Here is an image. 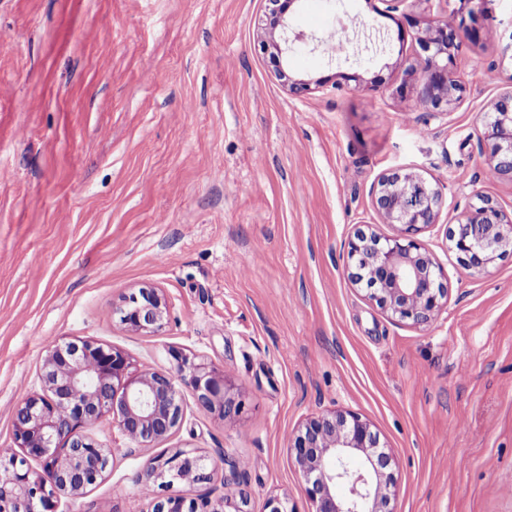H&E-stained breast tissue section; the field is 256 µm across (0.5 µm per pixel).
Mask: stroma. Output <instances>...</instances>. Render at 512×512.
Segmentation results:
<instances>
[{
    "instance_id": "stroma-1",
    "label": "stroma",
    "mask_w": 512,
    "mask_h": 512,
    "mask_svg": "<svg viewBox=\"0 0 512 512\" xmlns=\"http://www.w3.org/2000/svg\"><path fill=\"white\" fill-rule=\"evenodd\" d=\"M265 0H0V452L16 404L41 388L48 348L90 338L135 369L178 349L241 390L235 418L200 409L141 447L103 421L104 478L58 512H152L144 463L178 449L241 459L250 512L276 496L310 512L288 438L350 409L390 449L395 512H512V253L488 271L448 241L474 194L512 211L489 177L481 117L512 86V0L486 22L474 0H299L305 43L260 49ZM465 21L450 113L396 92L416 64L396 18ZM338 72L295 97L276 78ZM443 186L424 241L448 276L427 327L393 322L346 266L357 231L392 235L371 205L385 173ZM162 289L157 333L125 329L113 303Z\"/></svg>"
}]
</instances>
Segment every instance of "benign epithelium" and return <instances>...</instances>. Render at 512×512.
Instances as JSON below:
<instances>
[{
    "mask_svg": "<svg viewBox=\"0 0 512 512\" xmlns=\"http://www.w3.org/2000/svg\"><path fill=\"white\" fill-rule=\"evenodd\" d=\"M299 0H267L260 48L285 57L303 35L290 29V13ZM397 38L415 39L422 76L416 103L428 112H445L465 92L454 77L455 56L476 32L436 21L422 28L413 16L395 20ZM278 80L293 96L329 82L295 79L280 69ZM479 140L488 170L512 180V88L482 116ZM372 207L391 236L360 231L348 241L346 264L351 282L366 291L391 320L427 326L448 300L447 276L422 236L438 223L445 199L438 183L414 171L381 175L373 185ZM449 241L461 264L484 272L512 248V213L491 196L477 194L462 212ZM127 329L155 333L167 322V302L156 287H142L112 306ZM175 371H137L121 349L90 339L51 347L41 367V391L14 410V443L21 454L0 458V512H57L62 497H78L107 471L111 450L82 432L104 420L139 446L167 440L182 424L184 406L176 387L181 381L198 407L221 417L242 412L240 393L231 392L224 373L171 350ZM288 450L304 481L312 512H391V455L372 425L353 411L331 410L307 419L288 439ZM35 461L34 469L29 461ZM228 476L224 497L208 512H249L248 494L237 481L240 459H224ZM152 512H198L194 504L170 492L176 483L208 484L217 463L192 450L157 456L144 466ZM347 492L336 494V487Z\"/></svg>",
    "mask_w": 512,
    "mask_h": 512,
    "instance_id": "7a95c632",
    "label": "benign epithelium"
}]
</instances>
